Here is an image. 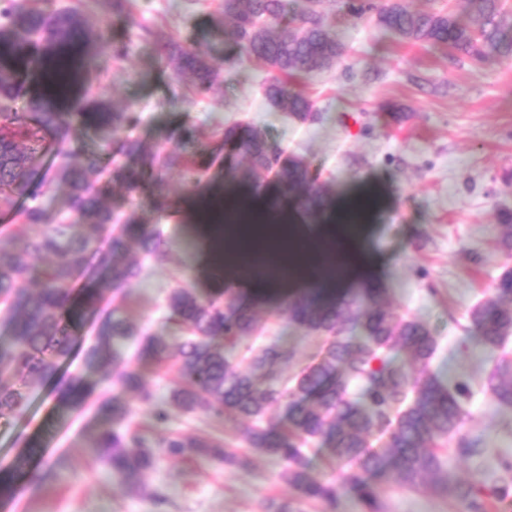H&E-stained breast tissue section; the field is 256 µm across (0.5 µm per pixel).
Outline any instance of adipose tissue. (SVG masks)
I'll use <instances>...</instances> for the list:
<instances>
[{"label":"adipose tissue","mask_w":512,"mask_h":512,"mask_svg":"<svg viewBox=\"0 0 512 512\" xmlns=\"http://www.w3.org/2000/svg\"><path fill=\"white\" fill-rule=\"evenodd\" d=\"M266 209L260 203H253L247 210L246 235L235 241L210 239V261L223 267L226 277L238 278L245 267L246 258L265 250L270 244H278L287 269L286 279L292 282L316 280L325 286H334L339 279L343 264L341 261L317 260L318 247L327 246L335 233H343L351 256L357 257L365 231L363 220L354 221L339 218L336 224L325 226L319 240H312L304 225L281 215L273 220H265Z\"/></svg>","instance_id":"adipose-tissue-1"}]
</instances>
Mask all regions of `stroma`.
I'll return each instance as SVG.
<instances>
[{
    "instance_id": "stroma-1",
    "label": "stroma",
    "mask_w": 512,
    "mask_h": 512,
    "mask_svg": "<svg viewBox=\"0 0 512 512\" xmlns=\"http://www.w3.org/2000/svg\"><path fill=\"white\" fill-rule=\"evenodd\" d=\"M55 7L83 11L99 24L103 48L84 81L96 97L116 109L139 113L134 136L149 151L181 149L184 123L211 135L216 122L242 121L264 129L288 152L303 157L319 172L336 207L358 198L373 203L364 249L372 260L371 279L387 291V307L399 317L420 319L436 337L438 348L428 372L466 383L465 424L444 442L445 456L456 477L478 481L479 466L512 459V407L499 405L486 381L500 358L512 359V335L494 352L477 345L469 312L494 294L495 283L512 255L499 241L503 210L512 211V60L479 64L448 49L386 35L374 14L357 18L346 13L345 0H322L321 8L348 48L333 68L301 88L321 114L317 123L301 122L271 111L264 98L268 74L254 66L215 25L224 0H135L134 14L160 29L166 38L194 47L218 68L208 96H196L188 79L177 77L156 46L141 30L116 19L100 20L92 0H52ZM127 45L125 59L112 56L113 42ZM405 118L394 123L392 109ZM159 184L133 196L117 183L106 188V202L121 218L133 219L157 232L166 254L145 263L141 279L104 293L101 312L120 306L139 332V339L120 348L124 361L141 372L152 397L127 394L133 412L129 422L152 446L171 436H210L230 448L236 460L213 466L191 456L160 458L145 472L141 487L125 488L108 476L91 443L111 424L101 411L105 377L113 369L84 365V351L96 341L97 325L78 332L72 366L36 390L27 408L0 419V463L22 449L39 445L43 453L32 476L17 480V491L0 496V512H363L346 490L334 502L305 498L285 483L283 464L243 437L235 417L212 418L187 412L172 403L177 386L176 357L144 350L145 338L169 336L166 304L176 280L186 277L207 289L214 270L205 239L198 237L186 213L157 211L152 199L165 194L180 204L224 208L242 199L246 187L209 173L207 190L188 192L180 169L162 170ZM237 293L252 303L265 341L288 344L293 358L283 366L282 380L293 379L319 350L322 339L288 322L283 308L305 291L289 283L266 293L250 279H238ZM82 372L90 394L85 409L69 411L60 391L71 370ZM166 421H157L158 408ZM477 442L480 462L457 458L459 439ZM380 512H463L458 501L422 485L400 486L390 476L373 478Z\"/></svg>"
}]
</instances>
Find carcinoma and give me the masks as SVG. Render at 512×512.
Instances as JSON below:
<instances>
[{
    "label": "carcinoma",
    "mask_w": 512,
    "mask_h": 512,
    "mask_svg": "<svg viewBox=\"0 0 512 512\" xmlns=\"http://www.w3.org/2000/svg\"><path fill=\"white\" fill-rule=\"evenodd\" d=\"M95 2L102 15L138 26L198 93L211 91L218 70L205 55L165 40L154 27L136 19L130 0ZM467 2L466 23L451 11H411L396 0L378 7L350 0L347 9L355 17L376 10L382 30L408 41L446 47L479 62L512 58V13L505 0ZM221 25L225 37L249 60L272 72L264 86L269 106L301 121L313 118L312 101L288 80L320 73L345 57L346 45L331 32L324 14L293 0H224ZM101 38V29L74 10H34L26 0H3L0 5V212L16 220L12 230L0 236V317L13 336L12 344L0 346V417L20 413L31 391L71 356L76 345L73 328L96 315L103 292L142 277L139 261L124 260V236H135L146 258L165 253L157 234L129 220L112 238L108 252L94 254L114 223L112 209L102 201L104 188L98 185L105 167L101 154L77 156L65 145L76 122L107 140L141 121L138 113L114 112L77 87L75 76L96 54ZM32 67L41 70L42 83L27 96L21 77ZM23 95L26 99L19 108L16 100ZM180 137L196 149L165 160L145 151L136 139L117 142L115 151L124 163L112 168V181L136 195L146 177H156L158 167L180 164L195 188L220 162L227 175L249 184L254 197L273 198L278 205L289 201L311 221H319L331 203L309 163L287 154L255 125H222L203 142L198 128L186 124ZM44 157L50 158V177L42 171ZM241 159L248 161L242 171L237 168ZM61 189L67 191V209L49 222L45 201ZM35 256H51L53 261L37 272L31 264ZM81 274L94 287L82 289L77 301L73 283ZM213 280L206 295L189 285L170 289L168 322L174 336L146 343L157 354L176 350L181 379L173 397L177 407L245 420V440L279 459L285 465L282 478L307 498L332 502L342 487L366 512H378L371 478L386 474L407 488L434 478L435 488L459 501L465 512H490L491 499L507 491L511 459L501 460L504 475L491 476L489 483L463 485L454 479L436 441L463 425L465 386L452 387L433 373L410 369L426 365L436 339L420 321L388 312L383 289L366 283V303L355 295L319 292L297 295L287 303L289 321L325 337L323 348L290 386L277 372L292 357L286 345L262 347L246 372L232 365L230 356L243 338L257 332L258 321L251 305L238 298L219 274H213ZM495 293L470 313L476 339L489 351L512 331V306L504 304L512 301V275L499 278ZM135 335L119 310H113L101 323L96 344L85 352V365H121L113 345ZM490 385L497 402L511 407L512 381ZM144 389L145 382L131 368L108 380L105 406L116 426L99 433L92 443L105 471L128 487L137 485L142 472L157 461L145 436L123 425L131 408L121 396ZM85 396L82 376L71 377L66 405L77 410ZM283 401L288 402L287 427L263 425L267 408ZM374 434L385 438V449L371 446ZM314 445L331 449L336 465L350 467L340 485L308 475L304 447ZM164 447L170 456H205L217 465L233 460V454L214 439L172 437ZM39 455L41 449L26 448L1 469L0 490L9 491L14 478Z\"/></svg>",
    "instance_id": "carcinoma-1"
}]
</instances>
